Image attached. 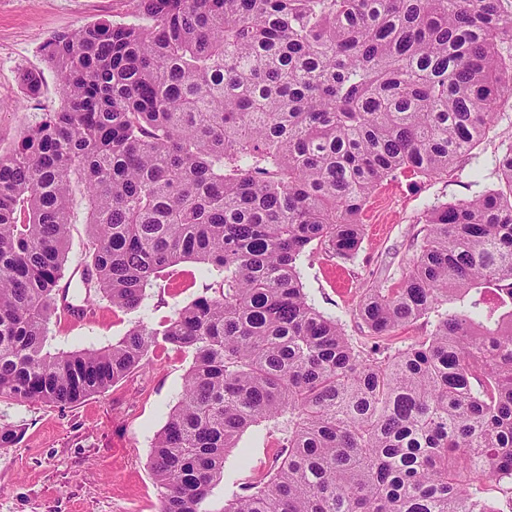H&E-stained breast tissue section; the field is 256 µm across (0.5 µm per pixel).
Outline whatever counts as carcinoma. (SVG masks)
Returning <instances> with one entry per match:
<instances>
[{
	"label": "carcinoma",
	"instance_id": "1",
	"mask_svg": "<svg viewBox=\"0 0 512 512\" xmlns=\"http://www.w3.org/2000/svg\"><path fill=\"white\" fill-rule=\"evenodd\" d=\"M144 24L55 34L61 106L0 155V400L72 405L169 345L191 363L156 435L158 512H210L224 457L278 453L220 512H506L512 482V147L501 186L427 211L358 348L299 260L347 259L376 188L448 172L512 100V0H137ZM93 290L126 313L184 261L217 277L100 349L44 350L75 191ZM430 334L396 349V330ZM21 437L0 423V449ZM434 317L430 319L421 318L417 322L409 324L396 333L390 341H387L393 348H403L414 342L419 336H424L432 330Z\"/></svg>",
	"mask_w": 512,
	"mask_h": 512
}]
</instances>
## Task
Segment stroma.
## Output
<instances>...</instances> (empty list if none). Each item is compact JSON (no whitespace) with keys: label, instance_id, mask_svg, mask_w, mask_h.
<instances>
[{"label":"stroma","instance_id":"obj_1","mask_svg":"<svg viewBox=\"0 0 512 512\" xmlns=\"http://www.w3.org/2000/svg\"><path fill=\"white\" fill-rule=\"evenodd\" d=\"M136 0H0V154H8L26 130L60 105L58 72L43 56L56 33L101 19L135 22ZM43 77L40 97L29 98L25 72ZM512 146V101L503 105L469 158L429 178L401 175L384 181L363 213L358 252L341 259L323 252L302 257L301 278L316 307L340 320L354 345L371 344L356 310L368 288H393L416 255L429 207L497 188L493 161ZM213 280L205 265L187 261L146 290L142 314L105 301L87 325L59 318L49 324V350L100 349L121 338L138 317L159 320L201 295ZM189 366L172 348L158 349L144 368L106 392L61 408L0 401V422L20 425L21 441L0 450V512H157L159 489L149 468L152 443L177 404ZM267 425L247 430L224 459V477L208 500L220 512L238 492L247 467H269Z\"/></svg>","mask_w":512,"mask_h":512}]
</instances>
